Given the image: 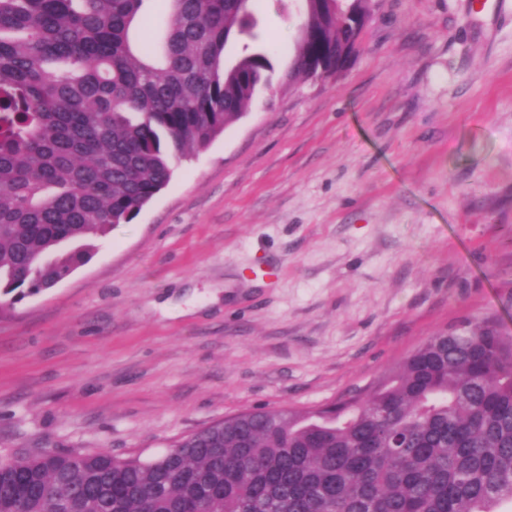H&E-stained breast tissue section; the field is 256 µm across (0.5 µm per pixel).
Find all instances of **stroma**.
Wrapping results in <instances>:
<instances>
[{
  "label": "stroma",
  "instance_id": "obj_1",
  "mask_svg": "<svg viewBox=\"0 0 512 512\" xmlns=\"http://www.w3.org/2000/svg\"><path fill=\"white\" fill-rule=\"evenodd\" d=\"M373 0L325 81L260 91L53 288L0 306V454L163 453L361 393L465 320L512 334V15ZM286 71L298 0H255Z\"/></svg>",
  "mask_w": 512,
  "mask_h": 512
}]
</instances>
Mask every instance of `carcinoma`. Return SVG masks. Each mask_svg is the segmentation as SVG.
<instances>
[{
    "mask_svg": "<svg viewBox=\"0 0 512 512\" xmlns=\"http://www.w3.org/2000/svg\"><path fill=\"white\" fill-rule=\"evenodd\" d=\"M0 0V294L18 302L86 263L273 81L336 76L363 28L319 0L291 68L257 48L244 0ZM512 512V336L492 320L430 337L363 395L243 411L150 459L0 455V512ZM169 20L168 0H151L137 28L138 35L146 39L155 38L159 29Z\"/></svg>",
    "mask_w": 512,
    "mask_h": 512,
    "instance_id": "1",
    "label": "carcinoma"
}]
</instances>
